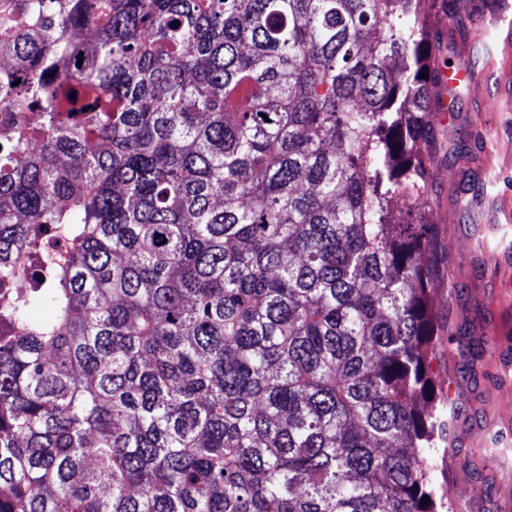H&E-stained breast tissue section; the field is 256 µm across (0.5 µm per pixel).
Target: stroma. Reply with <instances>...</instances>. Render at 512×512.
I'll list each match as a JSON object with an SVG mask.
<instances>
[{
	"label": "stroma",
	"instance_id": "1",
	"mask_svg": "<svg viewBox=\"0 0 512 512\" xmlns=\"http://www.w3.org/2000/svg\"><path fill=\"white\" fill-rule=\"evenodd\" d=\"M449 66L481 73L467 94L448 97L447 119L435 122L431 193L422 209L435 242L439 275L432 296L436 405L451 411L432 475L452 512H496L512 503V470L492 472L472 457L474 445L502 449L512 462V99L502 94L512 72V31L482 27L475 41L454 31V18L431 15ZM487 342L491 352L474 357Z\"/></svg>",
	"mask_w": 512,
	"mask_h": 512
}]
</instances>
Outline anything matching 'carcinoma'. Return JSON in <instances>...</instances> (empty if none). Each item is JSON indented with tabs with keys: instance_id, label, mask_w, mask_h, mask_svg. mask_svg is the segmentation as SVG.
Wrapping results in <instances>:
<instances>
[{
	"instance_id": "carcinoma-1",
	"label": "carcinoma",
	"mask_w": 512,
	"mask_h": 512,
	"mask_svg": "<svg viewBox=\"0 0 512 512\" xmlns=\"http://www.w3.org/2000/svg\"><path fill=\"white\" fill-rule=\"evenodd\" d=\"M421 2L0 0V512H437Z\"/></svg>"
}]
</instances>
